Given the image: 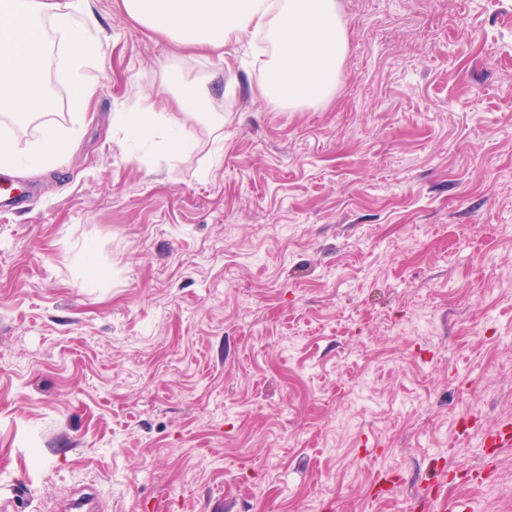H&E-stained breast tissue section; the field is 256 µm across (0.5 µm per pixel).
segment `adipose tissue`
<instances>
[{
	"label": "adipose tissue",
	"instance_id": "1",
	"mask_svg": "<svg viewBox=\"0 0 512 512\" xmlns=\"http://www.w3.org/2000/svg\"><path fill=\"white\" fill-rule=\"evenodd\" d=\"M136 23L195 58L225 61L226 48L261 43V73L252 95L277 109L296 110L329 101L335 94L346 51L337 0H118ZM90 0H0V91L7 93V115L18 123L42 117L40 136L19 148L8 130L0 131V162L20 163L35 173L64 159L78 143L76 131L46 122L56 108L42 79L57 67L76 110L95 94L88 67L103 56L93 29ZM169 97L158 103L141 97L136 111L117 115L120 141L137 144L161 132L159 151L176 156L193 147L187 129L197 119L222 126L223 115L210 109L207 85L168 72Z\"/></svg>",
	"mask_w": 512,
	"mask_h": 512
}]
</instances>
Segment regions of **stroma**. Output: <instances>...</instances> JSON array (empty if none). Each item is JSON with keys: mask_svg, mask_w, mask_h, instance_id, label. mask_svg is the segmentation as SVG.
Segmentation results:
<instances>
[{"mask_svg": "<svg viewBox=\"0 0 512 512\" xmlns=\"http://www.w3.org/2000/svg\"><path fill=\"white\" fill-rule=\"evenodd\" d=\"M331 102L91 0L76 150L0 212V495L58 512H512V0H338ZM207 82L224 125L172 159L112 137ZM221 159H214L215 145Z\"/></svg>", "mask_w": 512, "mask_h": 512, "instance_id": "1", "label": "stroma"}]
</instances>
